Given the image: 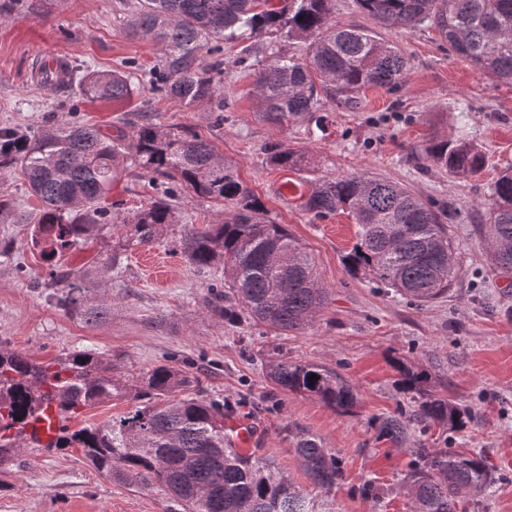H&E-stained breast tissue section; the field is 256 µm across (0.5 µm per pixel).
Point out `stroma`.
<instances>
[{
    "instance_id": "stroma-1",
    "label": "stroma",
    "mask_w": 512,
    "mask_h": 512,
    "mask_svg": "<svg viewBox=\"0 0 512 512\" xmlns=\"http://www.w3.org/2000/svg\"><path fill=\"white\" fill-rule=\"evenodd\" d=\"M124 0H27L18 17L0 19V128L29 129L73 118L129 131L140 115L153 122L207 135L235 164L260 198L267 216L288 230L316 258L329 295L322 314L307 329L288 335L228 322L209 306L211 289L223 284L224 267L199 270L179 248L181 227L218 219L222 207L191 195L176 200L177 224L165 227L158 245L130 242L123 216L144 207L151 194L136 167L112 187L120 220L98 228L70 250L45 262L32 242L28 217L41 207L20 175L0 176V198L9 208L0 219V345L51 362L69 351L89 348L118 360L120 376L135 381L172 357L195 382L197 397L250 395L259 401L271 390L270 361L282 358L321 364L355 386V414H338L308 395H282L273 411L243 407L225 425L248 431L239 447L261 455L321 500L329 512H410L404 482L410 457L404 447L376 438L374 418L411 412L416 394L400 392L395 360L426 369L435 391L471 418L461 429H424L415 424L405 445L483 452L494 482L479 502L460 512H512V279L496 275L475 230L479 205L505 165H512V83L475 69L450 55L429 29L382 30L411 59V71L394 90L371 88L357 109L323 108L326 132L309 116L272 121L257 112L253 77L239 64L241 43H224L221 91L232 109L215 123L207 106L184 108L158 100L141 87L124 103L76 100L73 91L49 93L31 78L35 62L54 55L95 70L119 69L138 76L158 60L151 42L130 37L131 11ZM469 132L486 155L477 175L455 178L427 156L432 140H454ZM283 142L309 151L313 169L294 174L300 195L284 196L281 171L265 154ZM369 172L404 185L425 203L449 206L457 245L456 277L442 298L420 305L349 272L346 255L356 241L351 215L313 218L301 207L315 178ZM121 263L107 269L114 251ZM75 271L90 298H103L109 314L95 323L70 316L56 303L61 290L52 268ZM305 430L339 454L344 475L331 491L305 474L294 436ZM372 482L380 496L362 493ZM158 485L122 482L96 472L79 449L26 448L0 465V512H173Z\"/></svg>"
}]
</instances>
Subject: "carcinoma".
Instances as JSON below:
<instances>
[{
    "label": "carcinoma",
    "instance_id": "carcinoma-1",
    "mask_svg": "<svg viewBox=\"0 0 512 512\" xmlns=\"http://www.w3.org/2000/svg\"><path fill=\"white\" fill-rule=\"evenodd\" d=\"M136 0L132 34L159 50L148 82L161 98L181 106L209 105L224 121L228 105L220 92L222 62L204 64L220 43L249 41L239 63L260 52L258 41L274 35L305 40L303 57L270 55L255 71L257 111L272 119L314 114L326 103L355 108L370 87L396 88L410 69L406 54L376 31L336 21V0ZM382 29L438 33L455 55L498 80L512 82V0H355ZM60 87L77 89L91 101L124 102L135 86L115 70L64 65ZM431 161L455 178L481 172L485 157L472 140L433 142ZM140 170L156 191L129 218L131 240L156 244L163 228L176 223L175 198L185 192L224 205V217L197 228L186 224L180 237L190 264L205 269L224 264V291L215 294L212 311L222 319L244 314L256 325L282 332L306 329L325 307L327 288L315 257L287 227L270 220L263 203L239 177L235 166L208 138L180 133L149 118L117 137L94 124L64 121L40 131L0 129V169L17 170L42 209L34 221L32 242L47 244V259L72 247L112 220L105 205L126 171ZM270 165L302 172L308 152L280 143L268 149ZM302 207L315 217L338 211L353 216L358 230L346 256L347 267L380 287L420 304L448 293L456 273L455 242L447 225L450 212L437 209L404 187L368 173L319 180ZM481 233L494 271L512 274V166L503 167L481 204ZM66 289L60 305L86 322L106 313V304L88 305L87 289L69 271L55 273ZM231 305H224V299ZM116 365L92 349H74L50 362L0 347V465L24 448H79L100 474L122 481L164 487L177 512H324L269 459L237 447L224 433V417L246 402L184 397L193 383L187 372L168 363L148 369L136 385L115 378ZM317 379L312 380L310 376ZM402 389L418 395L417 418L427 426H464L466 412L425 389L428 374L402 366ZM269 381L281 394L312 395L326 406L350 412L356 388L319 364L282 359L271 365ZM128 396V414L72 430L67 421L83 408ZM53 408L58 428L42 441L27 430ZM408 422L384 418L378 436L401 442ZM296 452L310 478L328 491L342 477L339 456L320 439L300 431ZM407 485L411 512H459V504L491 486L482 453L446 448H408Z\"/></svg>",
    "mask_w": 512,
    "mask_h": 512
}]
</instances>
